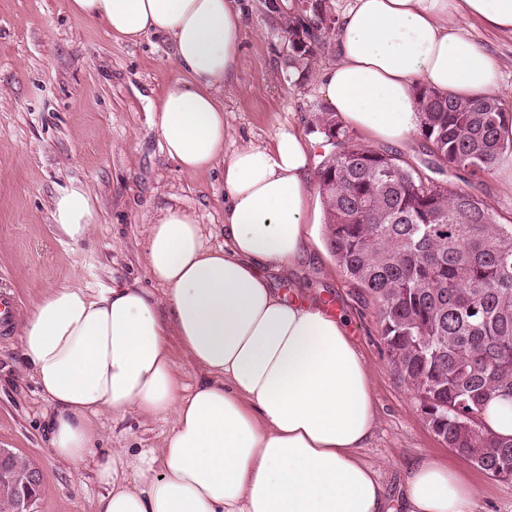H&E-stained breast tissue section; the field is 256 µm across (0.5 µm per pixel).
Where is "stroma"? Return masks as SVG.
Returning <instances> with one entry per match:
<instances>
[{
  "label": "stroma",
  "instance_id": "obj_1",
  "mask_svg": "<svg viewBox=\"0 0 512 512\" xmlns=\"http://www.w3.org/2000/svg\"><path fill=\"white\" fill-rule=\"evenodd\" d=\"M268 0H240L245 14L235 80L224 87L227 149L267 143L274 128L306 130L323 101L318 74L336 55L318 57L306 77L287 66L288 39ZM457 26L499 64L512 88V36L460 18ZM175 75L172 47L148 35L127 44L72 12L69 0H0V293L14 321L0 322V448L28 460L42 477L35 512H94L102 493L93 460H58L45 446L47 402L17 367L18 323L47 289L78 283L96 294L123 282L152 288L146 233L172 205L193 214L208 245L224 243V172L182 171L167 158L149 110ZM444 181L512 215V193L491 175ZM87 190L98 214L86 238L70 241L54 224V199ZM275 288L300 290L348 316L371 376L376 429L361 459L391 496L403 492L405 465L420 455L456 469L477 491L479 512H512V483L458 457L429 429L411 393L382 352L377 302L346 279L317 234L296 271L272 273ZM103 453L158 448L171 418L130 412L99 420Z\"/></svg>",
  "mask_w": 512,
  "mask_h": 512
}]
</instances>
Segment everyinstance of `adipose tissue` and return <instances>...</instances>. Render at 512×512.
<instances>
[{"label":"adipose tissue","mask_w":512,"mask_h":512,"mask_svg":"<svg viewBox=\"0 0 512 512\" xmlns=\"http://www.w3.org/2000/svg\"><path fill=\"white\" fill-rule=\"evenodd\" d=\"M129 43L169 37L176 77L152 106L163 149L188 172L224 165V244L207 246L195 217L167 208L147 232V272L165 302L122 284L92 294L57 286L20 324V366L48 403L46 446L67 462L97 460L95 512H475L473 486L424 456L405 468L402 500L358 457L374 435L370 373L347 319L287 299L268 273L294 268L319 220L311 147L295 128L225 152L224 85L238 73L237 0H70ZM512 35V0H353L338 59L318 75L342 123L371 141L408 146L420 124L415 86L496 98L512 141V94L498 63L455 17ZM52 219L72 241L97 221L70 189ZM200 371L180 384L173 349ZM172 415L158 448L98 451L97 417Z\"/></svg>","instance_id":"obj_1"}]
</instances>
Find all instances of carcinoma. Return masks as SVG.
<instances>
[{"mask_svg": "<svg viewBox=\"0 0 512 512\" xmlns=\"http://www.w3.org/2000/svg\"><path fill=\"white\" fill-rule=\"evenodd\" d=\"M316 5L281 15L288 67L306 76L330 50ZM427 169L490 173L512 145L498 136L492 98L467 101L415 87ZM310 132L332 150L316 186L329 250L344 275L378 302L389 365L431 431L489 477L512 480V439L482 429L492 396L512 397V220L479 197L395 155L355 142L325 107Z\"/></svg>", "mask_w": 512, "mask_h": 512, "instance_id": "cac0c4a2", "label": "carcinoma"}]
</instances>
